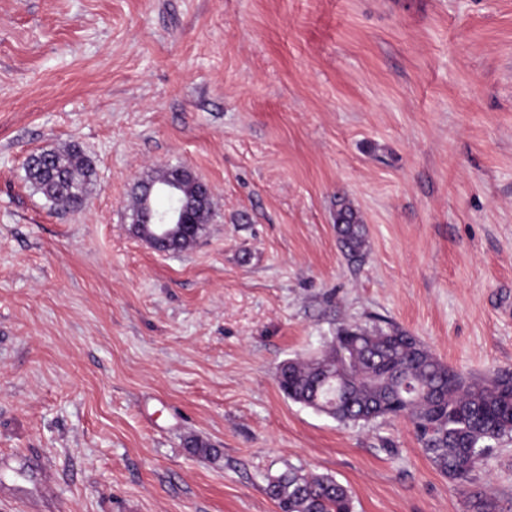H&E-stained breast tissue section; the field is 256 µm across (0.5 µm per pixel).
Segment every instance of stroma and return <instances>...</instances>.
<instances>
[{
  "label": "stroma",
  "mask_w": 512,
  "mask_h": 512,
  "mask_svg": "<svg viewBox=\"0 0 512 512\" xmlns=\"http://www.w3.org/2000/svg\"><path fill=\"white\" fill-rule=\"evenodd\" d=\"M73 144L96 177L65 212L25 162ZM169 166L214 219L162 255L130 214ZM383 321L512 370V0H0V512H278L291 467L354 512H512V437L460 486L408 421L280 392ZM336 207L334 223L337 245L346 258L360 259L365 254L367 226L345 197L337 200Z\"/></svg>",
  "instance_id": "1"
}]
</instances>
